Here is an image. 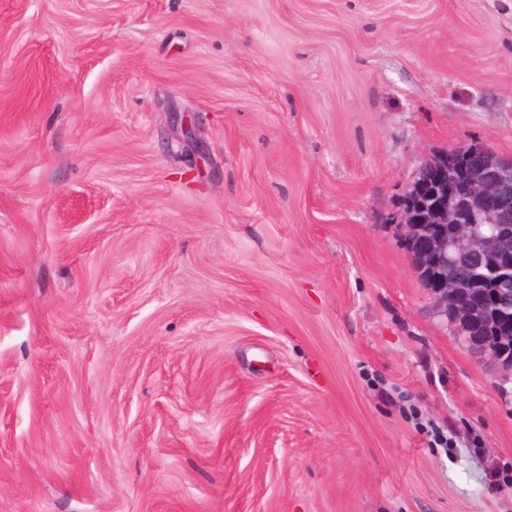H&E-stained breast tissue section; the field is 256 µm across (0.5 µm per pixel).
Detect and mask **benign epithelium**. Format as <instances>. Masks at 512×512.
Listing matches in <instances>:
<instances>
[{
	"label": "benign epithelium",
	"mask_w": 512,
	"mask_h": 512,
	"mask_svg": "<svg viewBox=\"0 0 512 512\" xmlns=\"http://www.w3.org/2000/svg\"><path fill=\"white\" fill-rule=\"evenodd\" d=\"M390 220L437 314L495 378L511 380L512 327L499 324L492 300L512 294V157L472 144L424 160Z\"/></svg>",
	"instance_id": "obj_1"
}]
</instances>
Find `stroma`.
<instances>
[{
  "mask_svg": "<svg viewBox=\"0 0 512 512\" xmlns=\"http://www.w3.org/2000/svg\"><path fill=\"white\" fill-rule=\"evenodd\" d=\"M478 142L512 0H0V512H512L388 221Z\"/></svg>",
  "mask_w": 512,
  "mask_h": 512,
  "instance_id": "stroma-1",
  "label": "stroma"
}]
</instances>
